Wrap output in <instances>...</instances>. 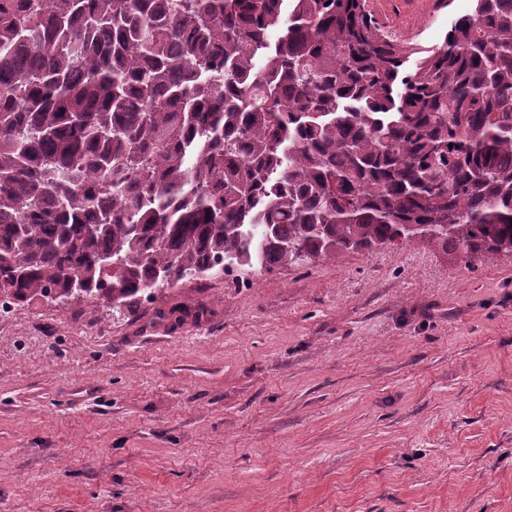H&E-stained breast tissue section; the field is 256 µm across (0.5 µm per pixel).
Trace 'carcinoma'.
I'll list each match as a JSON object with an SVG mask.
<instances>
[{"label": "carcinoma", "mask_w": 512, "mask_h": 512, "mask_svg": "<svg viewBox=\"0 0 512 512\" xmlns=\"http://www.w3.org/2000/svg\"><path fill=\"white\" fill-rule=\"evenodd\" d=\"M474 2L425 48L364 0H0V290L512 253V0Z\"/></svg>", "instance_id": "cac0c4a2"}]
</instances>
